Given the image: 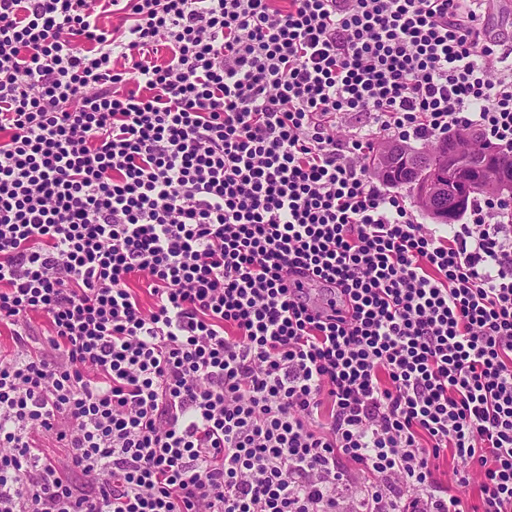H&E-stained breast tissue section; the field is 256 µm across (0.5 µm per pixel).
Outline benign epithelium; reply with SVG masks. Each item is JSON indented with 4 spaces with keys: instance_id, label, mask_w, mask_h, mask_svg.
I'll return each instance as SVG.
<instances>
[{
    "instance_id": "obj_1",
    "label": "benign epithelium",
    "mask_w": 512,
    "mask_h": 512,
    "mask_svg": "<svg viewBox=\"0 0 512 512\" xmlns=\"http://www.w3.org/2000/svg\"><path fill=\"white\" fill-rule=\"evenodd\" d=\"M480 137L472 132L453 135L438 144L436 151H418L404 145L381 147L385 155H401L410 170L417 171L427 166L445 169L448 181L434 177L420 179L414 183L416 197L421 206L440 224H446L463 210L467 196L449 189V183L460 184L474 176L480 187L488 194L512 197V156L489 157L487 148H475Z\"/></svg>"
}]
</instances>
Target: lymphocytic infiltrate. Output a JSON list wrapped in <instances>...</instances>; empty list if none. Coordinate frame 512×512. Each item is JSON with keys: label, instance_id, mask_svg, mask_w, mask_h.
I'll list each match as a JSON object with an SVG mask.
<instances>
[{"label": "lymphocytic infiltrate", "instance_id": "f902f5d3", "mask_svg": "<svg viewBox=\"0 0 512 512\" xmlns=\"http://www.w3.org/2000/svg\"><path fill=\"white\" fill-rule=\"evenodd\" d=\"M490 2L0 0V512H512V202L369 173L512 153ZM447 139V137H446ZM480 137L472 131L458 133L438 144L436 151H418L431 147L432 144H408L382 146L380 153L386 156L401 154L406 160L409 170L419 171L429 166L432 169H446L448 183L438 181L435 177H421L413 185L416 195L409 186L394 187L404 196L408 207L415 205L419 213L418 221L421 224H447L457 213L463 210L467 203V196L457 190L451 192L448 184L454 182L459 185L462 181L475 176L480 187L488 194L495 196L512 197V156L496 155L489 159L491 151L485 145L475 148ZM413 147L415 149H412ZM511 173V178L509 174ZM480 188H473L469 192L470 199L477 194H486ZM418 200H417V198ZM506 197V198H507ZM421 207L420 206V204ZM438 222L436 223L429 214Z\"/></svg>", "mask_w": 512, "mask_h": 512}]
</instances>
